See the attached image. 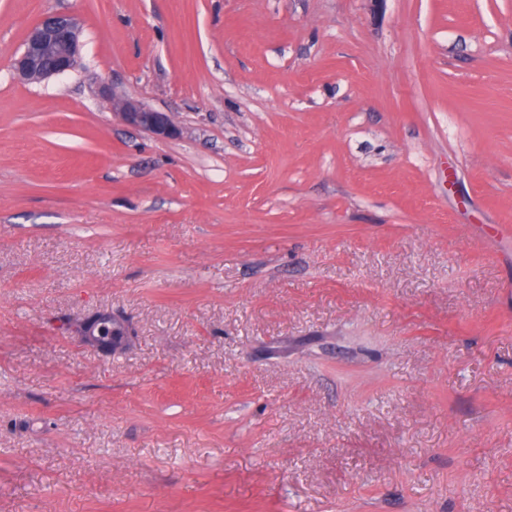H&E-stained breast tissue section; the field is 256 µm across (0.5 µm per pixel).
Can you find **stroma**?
<instances>
[{"instance_id": "1", "label": "stroma", "mask_w": 512, "mask_h": 512, "mask_svg": "<svg viewBox=\"0 0 512 512\" xmlns=\"http://www.w3.org/2000/svg\"><path fill=\"white\" fill-rule=\"evenodd\" d=\"M0 512H512V0H0ZM81 30L67 14L45 16L26 34L14 70L23 81L41 82L75 69L81 54ZM112 109L128 126L149 132L157 137L172 138L179 134L178 126L166 112H157L137 101L112 102ZM107 321H114L123 327V323L112 318V314L108 312H100L95 314L92 318L84 321L81 325L80 331L100 350L111 353L114 348L118 347L122 343L123 337L120 340H114L111 336H103L101 332V323ZM123 330V336H125L126 332L124 327Z\"/></svg>"}]
</instances>
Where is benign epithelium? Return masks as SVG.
Segmentation results:
<instances>
[{
	"label": "benign epithelium",
	"mask_w": 512,
	"mask_h": 512,
	"mask_svg": "<svg viewBox=\"0 0 512 512\" xmlns=\"http://www.w3.org/2000/svg\"><path fill=\"white\" fill-rule=\"evenodd\" d=\"M81 30L76 19L67 14L45 16L26 34L23 50L14 61V70L23 81L41 82L75 69L81 54ZM128 126L157 137L172 138L179 134L178 126L166 112H157L137 101L124 100L112 104ZM112 320V314L100 312L84 321L80 331L100 350L110 353L121 344L104 336L101 323Z\"/></svg>",
	"instance_id": "1"
}]
</instances>
